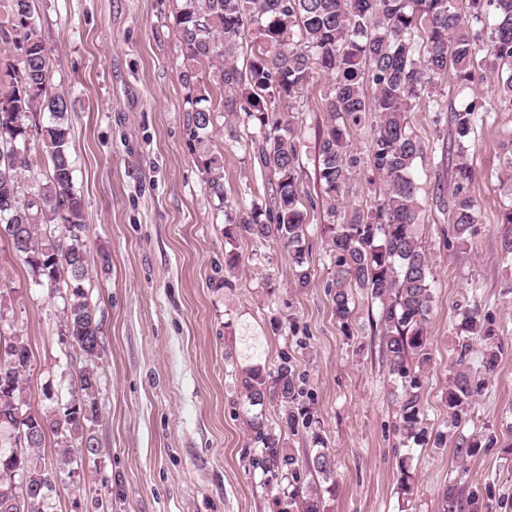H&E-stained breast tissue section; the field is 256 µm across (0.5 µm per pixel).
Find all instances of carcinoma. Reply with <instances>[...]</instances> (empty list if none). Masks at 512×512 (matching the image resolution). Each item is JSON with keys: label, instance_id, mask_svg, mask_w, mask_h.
Wrapping results in <instances>:
<instances>
[{"label": "carcinoma", "instance_id": "carcinoma-1", "mask_svg": "<svg viewBox=\"0 0 512 512\" xmlns=\"http://www.w3.org/2000/svg\"><path fill=\"white\" fill-rule=\"evenodd\" d=\"M468 5L472 18L488 35L462 22ZM174 28L180 43V78L188 89L186 104L190 142L202 147L213 126L216 106L226 116L244 112L254 122L255 155L275 177L269 208L255 206L228 221L224 237L245 236L275 241L288 254L294 284L304 288L310 271L301 208L300 132L282 119L278 102L293 98L320 70L330 76L322 105L330 124L318 146L317 168L329 205L321 232L334 268L333 311L348 328L356 288L378 302L381 351L388 366L397 408L395 431L408 450L440 447L453 439V453L465 461L478 455L480 436L460 428L471 420L479 398L499 359L495 330L477 307L456 304L458 338L455 364L448 374L445 405L448 430L428 427L423 392L431 362L428 320L434 302L431 259L418 239L420 187L414 176L424 146L408 129V113L417 99L430 93L448 70L470 82L484 68L494 74L496 108L512 112V0H176ZM254 33L257 48L245 66L238 64L239 39ZM17 61L0 72V236L30 269L35 283L63 292L65 325L71 344L92 361L99 348L89 342L101 334L95 305L85 288L91 265L84 244L86 227L82 196L74 187L70 151L71 125L66 94L49 83L50 57L33 10V0H0V60ZM486 105L473 99L449 113L451 145L458 164L453 187L437 184L435 198L446 207L458 249L467 247L476 222L477 202L468 190L473 177L471 136ZM47 115L41 124L36 118ZM375 124L366 156L350 149V133ZM36 153L48 163L45 182L26 183L28 157ZM210 195L224 204V166L216 156L199 154ZM368 164L379 173L384 192L373 206L354 208L336 221L339 198L352 171ZM504 226L502 254L512 260V203L499 211ZM483 344L482 369H471V341ZM249 363L239 370L241 402L252 435L253 469L277 488L280 512H326L325 494L336 486L331 453L319 449L309 466L327 486L297 485L295 459L281 435L269 429L254 408L274 400L282 407L281 424L293 433L312 428L313 415L299 408L304 391L298 385L292 357L284 352L273 369L261 364L258 346L248 347ZM31 352L23 337L0 343V429L9 430L0 445V512L21 501L19 512H47L50 497L26 490L53 479L51 469L33 458L48 435L55 437L57 462L71 463L74 442L99 416L97 376L86 369L78 376L77 403L69 416L54 409H34L24 396ZM32 432L23 449L14 444L19 432ZM398 494L409 501L415 476L402 458ZM441 512H477L471 496L461 499L450 485L439 496Z\"/></svg>", "mask_w": 512, "mask_h": 512}]
</instances>
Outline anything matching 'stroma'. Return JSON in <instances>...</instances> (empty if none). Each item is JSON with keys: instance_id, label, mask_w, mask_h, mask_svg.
<instances>
[{"instance_id": "stroma-1", "label": "stroma", "mask_w": 512, "mask_h": 512, "mask_svg": "<svg viewBox=\"0 0 512 512\" xmlns=\"http://www.w3.org/2000/svg\"><path fill=\"white\" fill-rule=\"evenodd\" d=\"M34 12L51 83L68 94L74 186L96 260L86 287L102 325L100 415L88 429L100 452L57 473L50 512H279L261 472L248 465L251 444L238 414L237 368L251 343L269 366L289 353L303 379L317 428L283 439L305 477L312 436L322 437L336 471L328 512H439V491L455 482L477 495L481 512H512V267L501 258L497 222L512 197L499 165L512 141V112L484 113L475 127L469 191L479 209L466 253L450 247L451 226L433 199L434 186L455 177L446 116L467 100H492V79H441L409 114L410 130L426 147L417 166L423 209L416 233L435 280L424 392L433 427L448 420L444 390L456 357L458 301L478 306L501 354L464 428L481 436L484 449L464 464L448 447L414 449L417 493L406 502L397 494L405 452L379 352L378 307L354 292L350 327L342 329L327 288L333 271L320 234L327 203L315 174L318 139L329 124L325 76L279 105L297 121L300 192L314 203L305 238L311 277L298 288L279 244L224 238L227 215L264 204L274 177L253 157L246 115L232 139L218 112L210 148L224 163V198L210 197L186 134L174 0H35ZM380 189L369 167L357 169L344 187L345 210L369 207ZM228 252L239 260L230 288L217 275ZM62 308L60 295L36 285L0 238V336L28 343L26 394L36 409L49 393L68 402L86 364L70 344Z\"/></svg>"}]
</instances>
